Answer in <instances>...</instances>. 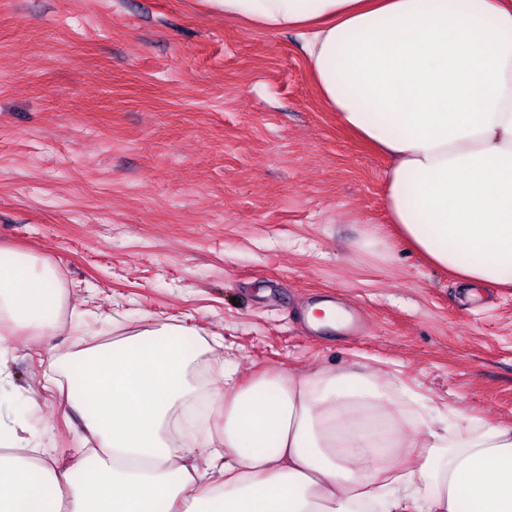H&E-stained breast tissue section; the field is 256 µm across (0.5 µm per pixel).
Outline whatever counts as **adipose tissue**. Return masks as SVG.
<instances>
[{"mask_svg": "<svg viewBox=\"0 0 512 512\" xmlns=\"http://www.w3.org/2000/svg\"><path fill=\"white\" fill-rule=\"evenodd\" d=\"M296 33L321 101L385 152L400 240L466 288H512V0H204ZM56 269L0 248V376L17 330L52 332ZM162 322L84 349L67 400L96 447L66 467L0 423V512H512V426L403 404L353 369L239 383L218 360L216 426L184 425L214 353Z\"/></svg>", "mask_w": 512, "mask_h": 512, "instance_id": "1", "label": "adipose tissue"}]
</instances>
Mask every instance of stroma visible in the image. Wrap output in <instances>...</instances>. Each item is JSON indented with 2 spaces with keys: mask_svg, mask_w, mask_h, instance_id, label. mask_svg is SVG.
Instances as JSON below:
<instances>
[{
  "mask_svg": "<svg viewBox=\"0 0 512 512\" xmlns=\"http://www.w3.org/2000/svg\"><path fill=\"white\" fill-rule=\"evenodd\" d=\"M390 165L324 109L293 33L202 0H0V247L64 292L51 335L10 337L0 419L74 462L87 432L47 378L175 321L245 383L350 368L512 425V289L470 297L398 239ZM322 300L361 329L310 328Z\"/></svg>",
  "mask_w": 512,
  "mask_h": 512,
  "instance_id": "stroma-1",
  "label": "stroma"
}]
</instances>
